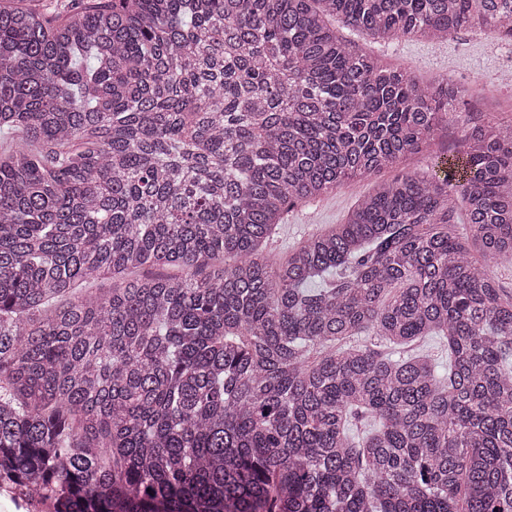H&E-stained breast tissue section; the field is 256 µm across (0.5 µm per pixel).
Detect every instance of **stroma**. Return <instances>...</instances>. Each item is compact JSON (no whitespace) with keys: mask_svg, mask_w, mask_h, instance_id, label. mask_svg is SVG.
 Segmentation results:
<instances>
[{"mask_svg":"<svg viewBox=\"0 0 512 512\" xmlns=\"http://www.w3.org/2000/svg\"><path fill=\"white\" fill-rule=\"evenodd\" d=\"M359 46L387 65L408 68L421 82L448 77L465 86L467 94L454 102L447 125L419 153L398 161L376 178L347 182L327 196L298 203L290 209L267 249L270 261L284 259L302 238L324 225L343 222L351 206L372 192L376 182L408 173H428L444 151L462 147L465 130L491 120L512 119V86L499 80L503 69L512 68V43L500 41L490 32L463 30L438 46L406 39H363Z\"/></svg>","mask_w":512,"mask_h":512,"instance_id":"obj_1","label":"stroma"}]
</instances>
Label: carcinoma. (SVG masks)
I'll list each match as a JSON object with an SVG mask.
<instances>
[{"label":"carcinoma","instance_id":"carcinoma-1","mask_svg":"<svg viewBox=\"0 0 512 512\" xmlns=\"http://www.w3.org/2000/svg\"><path fill=\"white\" fill-rule=\"evenodd\" d=\"M331 19L512 40V0H0V481L56 512H512V122L264 255L463 95Z\"/></svg>","mask_w":512,"mask_h":512}]
</instances>
